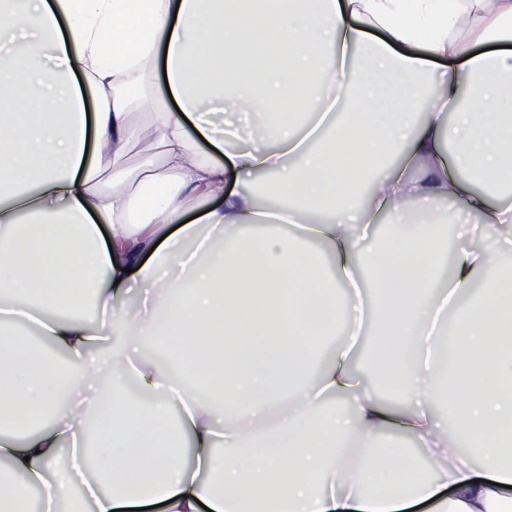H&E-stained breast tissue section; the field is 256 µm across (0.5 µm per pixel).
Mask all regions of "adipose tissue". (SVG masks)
<instances>
[{
    "instance_id": "obj_1",
    "label": "adipose tissue",
    "mask_w": 512,
    "mask_h": 512,
    "mask_svg": "<svg viewBox=\"0 0 512 512\" xmlns=\"http://www.w3.org/2000/svg\"><path fill=\"white\" fill-rule=\"evenodd\" d=\"M501 191L512 0H0V512H512V266L466 293ZM440 202L486 243L449 259ZM152 112L154 111L146 109L141 112H136L135 114V120L138 122V137L137 141L129 147L127 153L121 160V164L126 168L136 169L140 166L142 160V144L155 136L154 116L150 114Z\"/></svg>"
}]
</instances>
